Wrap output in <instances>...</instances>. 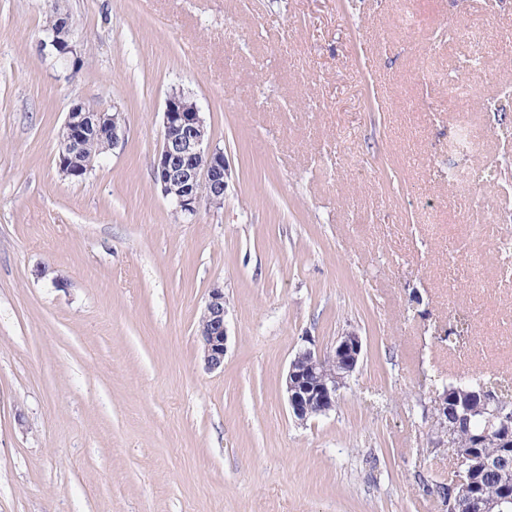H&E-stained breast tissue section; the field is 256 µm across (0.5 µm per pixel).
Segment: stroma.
<instances>
[{"mask_svg":"<svg viewBox=\"0 0 512 512\" xmlns=\"http://www.w3.org/2000/svg\"><path fill=\"white\" fill-rule=\"evenodd\" d=\"M53 9L78 68L40 50ZM398 9L0 0V512H444L435 397L512 385V222L492 219L512 207V0H411L410 27ZM460 15L481 48L450 38ZM427 69L469 72L471 97ZM178 90L230 172L223 206L189 218L152 174ZM76 100L125 131L80 181L57 166ZM462 121L481 152L452 158ZM216 287L229 340L209 372ZM460 315L448 345L436 330ZM349 329L359 368L296 422L290 359ZM226 308L222 288L210 290L197 330V340L204 367L214 372L224 367L228 333L225 322Z\"/></svg>","mask_w":512,"mask_h":512,"instance_id":"1","label":"stroma"}]
</instances>
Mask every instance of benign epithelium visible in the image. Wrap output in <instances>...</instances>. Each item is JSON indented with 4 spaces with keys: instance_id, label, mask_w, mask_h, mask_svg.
<instances>
[{
    "instance_id": "7a95c632",
    "label": "benign epithelium",
    "mask_w": 512,
    "mask_h": 512,
    "mask_svg": "<svg viewBox=\"0 0 512 512\" xmlns=\"http://www.w3.org/2000/svg\"><path fill=\"white\" fill-rule=\"evenodd\" d=\"M185 95L174 91L165 100L159 148L153 162V182L174 211L195 216L201 203L215 207L224 204L228 169L224 152L211 147L206 121L197 103L186 104ZM111 135L112 147L124 137L121 113L94 108L82 101L71 104L59 132L60 173L71 179L80 173L77 158L89 132ZM224 289L213 288L201 316L197 340L204 367L209 372L224 368L228 333L225 322ZM363 353L358 332L348 330L336 337L330 349L303 347L290 360L281 379L282 392L294 419L305 422L312 416L326 415L336 407L340 390L356 372ZM476 388L483 403L476 411L485 421L482 433L471 436V449L458 447V435L468 425L471 410L448 413V392L434 404L432 446L448 447L456 456L455 476L451 479L450 512H512V487L504 486L499 495L487 497L472 479L476 469H492L496 456H477L490 439L496 440L501 455L512 454V393L483 380L457 381L452 389L459 394Z\"/></svg>"
}]
</instances>
